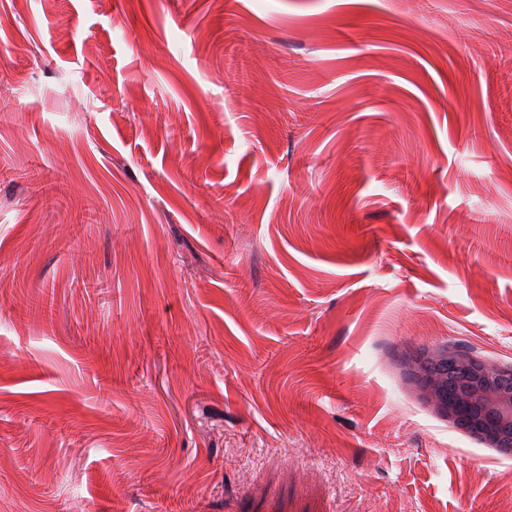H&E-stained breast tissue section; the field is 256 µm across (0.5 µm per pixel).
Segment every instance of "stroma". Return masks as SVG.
<instances>
[{
    "label": "stroma",
    "instance_id": "obj_1",
    "mask_svg": "<svg viewBox=\"0 0 512 512\" xmlns=\"http://www.w3.org/2000/svg\"><path fill=\"white\" fill-rule=\"evenodd\" d=\"M445 344L512 364V0H0V512H512Z\"/></svg>",
    "mask_w": 512,
    "mask_h": 512
}]
</instances>
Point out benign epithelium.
I'll return each mask as SVG.
<instances>
[{
	"label": "benign epithelium",
	"mask_w": 512,
	"mask_h": 512,
	"mask_svg": "<svg viewBox=\"0 0 512 512\" xmlns=\"http://www.w3.org/2000/svg\"><path fill=\"white\" fill-rule=\"evenodd\" d=\"M433 353L448 358L464 373L454 394L438 404L436 412L450 423L463 412H470V430L489 448L512 443V385L501 383V378L512 372V366L488 362L447 345L434 348ZM417 386L426 399L445 390L442 380L426 374L418 377Z\"/></svg>",
	"instance_id": "7a95c632"
}]
</instances>
